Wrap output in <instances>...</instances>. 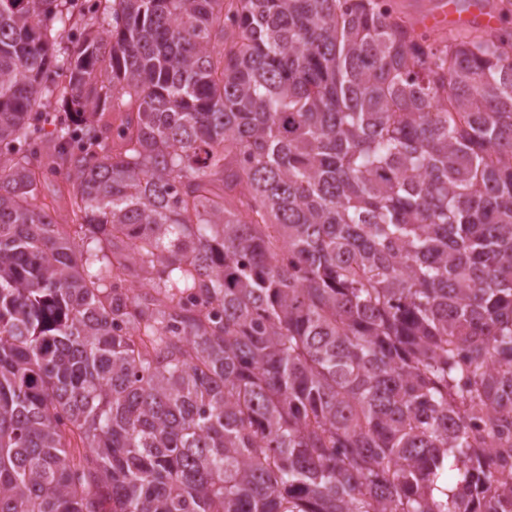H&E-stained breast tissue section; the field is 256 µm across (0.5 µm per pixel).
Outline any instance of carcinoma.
I'll return each mask as SVG.
<instances>
[{
	"instance_id": "1",
	"label": "carcinoma",
	"mask_w": 512,
	"mask_h": 512,
	"mask_svg": "<svg viewBox=\"0 0 512 512\" xmlns=\"http://www.w3.org/2000/svg\"><path fill=\"white\" fill-rule=\"evenodd\" d=\"M74 2L0 0V512H512V0ZM394 7L399 11L401 16L411 21L418 31L427 26V20L432 14H435L440 7V2L445 0H393ZM448 1V0H447ZM427 17L426 21L425 18ZM424 19V20H423ZM423 20V23H422ZM435 23L446 25L451 23L460 25L470 22V17L458 14L455 10L454 3L443 2L441 11L433 16ZM428 27V26H427ZM63 176H50L44 180L41 179L37 199L32 201L38 208L44 209L50 213L58 224H70L68 216V197L66 191H63ZM61 187L63 193H58Z\"/></svg>"
}]
</instances>
